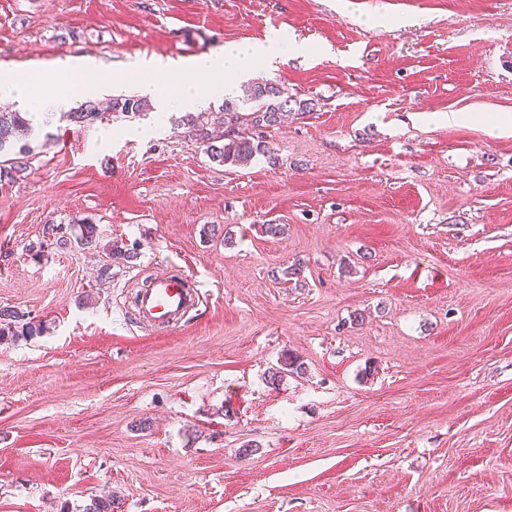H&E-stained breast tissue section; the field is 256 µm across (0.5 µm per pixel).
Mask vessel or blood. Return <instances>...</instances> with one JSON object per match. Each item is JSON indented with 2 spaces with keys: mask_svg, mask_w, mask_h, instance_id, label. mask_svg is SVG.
Listing matches in <instances>:
<instances>
[{
  "mask_svg": "<svg viewBox=\"0 0 512 512\" xmlns=\"http://www.w3.org/2000/svg\"><path fill=\"white\" fill-rule=\"evenodd\" d=\"M198 298V289L184 271H176L150 280L135 295L138 319L159 329L180 327Z\"/></svg>",
  "mask_w": 512,
  "mask_h": 512,
  "instance_id": "1",
  "label": "vessel or blood"
}]
</instances>
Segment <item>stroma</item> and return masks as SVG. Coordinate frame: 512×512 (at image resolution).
Returning <instances> with one entry per match:
<instances>
[{
    "label": "stroma",
    "instance_id": "stroma-1",
    "mask_svg": "<svg viewBox=\"0 0 512 512\" xmlns=\"http://www.w3.org/2000/svg\"><path fill=\"white\" fill-rule=\"evenodd\" d=\"M273 29L315 52L250 78L314 109L250 164L109 113L0 182V308L41 327L0 343V512H512V0H0V64L107 101ZM82 218L99 248L44 243ZM172 264L200 299L155 330L132 293ZM303 361L297 355L291 353L285 354L279 361L277 368H272L268 372L269 382L272 385L279 384L288 374H303L305 370Z\"/></svg>",
    "mask_w": 512,
    "mask_h": 512
}]
</instances>
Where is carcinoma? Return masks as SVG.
Masks as SVG:
<instances>
[{"label": "carcinoma", "instance_id": "cac0c4a2", "mask_svg": "<svg viewBox=\"0 0 512 512\" xmlns=\"http://www.w3.org/2000/svg\"><path fill=\"white\" fill-rule=\"evenodd\" d=\"M313 108V103L299 101L288 94L284 88L269 80H257L244 87L239 99H224L217 110L208 112H187L181 116L179 125L185 129L188 139L205 147V152L214 162L223 165L245 166L256 156L265 155L268 149L260 135L251 134V130L268 129L281 124L288 112L305 113ZM151 101L144 96H127L112 99L110 110L122 115H136L149 112ZM66 121L78 126H90L104 116L102 108L94 100H86L71 112H63ZM30 128L29 120L22 112H0V150L6 145L25 137ZM25 152L13 159L9 165H0V178L15 180L27 169L22 161ZM45 237L58 247L72 243L82 248L98 246V228L88 220L75 224H46L43 227ZM24 316L15 310H0V339L6 336H31L32 327L19 333L12 329V323L21 321ZM305 366L300 358L288 353L281 357L279 366L268 372L269 383L276 385L289 374L304 373Z\"/></svg>", "mask_w": 512, "mask_h": 512}]
</instances>
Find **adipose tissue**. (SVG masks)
<instances>
[{"instance_id":"ef3b65f1","label":"adipose tissue","mask_w":512,"mask_h":512,"mask_svg":"<svg viewBox=\"0 0 512 512\" xmlns=\"http://www.w3.org/2000/svg\"><path fill=\"white\" fill-rule=\"evenodd\" d=\"M310 52V47L275 31L261 43L226 44L222 52L194 59L186 69L161 58L134 62L130 69L140 77L141 94L153 98L160 111L195 112L214 98L231 95L230 76L244 75L255 62L272 66ZM99 91L98 82L60 62L44 66L34 84L26 73L0 68V101L12 102L36 126L45 123L47 114L68 111L74 99L94 98Z\"/></svg>"}]
</instances>
